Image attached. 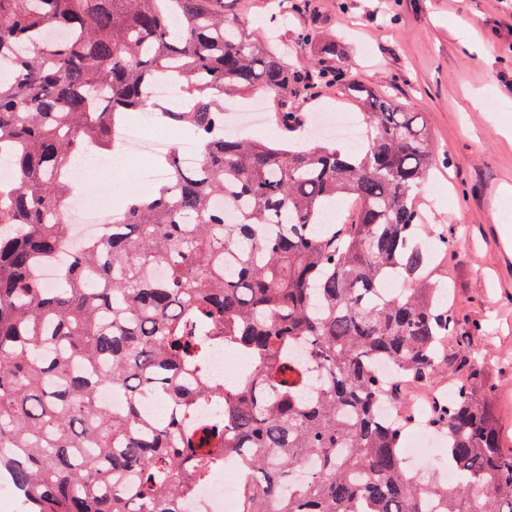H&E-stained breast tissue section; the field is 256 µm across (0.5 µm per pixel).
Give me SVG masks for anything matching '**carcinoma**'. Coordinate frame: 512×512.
I'll use <instances>...</instances> for the list:
<instances>
[{
    "label": "carcinoma",
    "instance_id": "1",
    "mask_svg": "<svg viewBox=\"0 0 512 512\" xmlns=\"http://www.w3.org/2000/svg\"><path fill=\"white\" fill-rule=\"evenodd\" d=\"M51 26L66 36L44 40ZM3 57L0 475L24 512H184L230 456L246 473L242 512H512V451L467 338L465 373L430 414L448 438L437 472H408L403 425L377 414L381 400L405 406L377 362L433 385L457 336L416 242V192L436 164L420 113L342 68L295 72L224 16V0H0ZM162 76L184 95L160 111L150 90ZM328 81L363 108L365 145L224 138V96L285 101ZM128 112L186 132L199 163L171 149L160 195L126 197L47 287L34 271L68 243V161L114 149ZM350 198L354 222L314 228ZM215 342L255 363L234 389L206 374ZM102 387L121 410L97 402ZM152 397L165 416L145 412Z\"/></svg>",
    "mask_w": 512,
    "mask_h": 512
}]
</instances>
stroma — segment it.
Here are the masks:
<instances>
[{"mask_svg": "<svg viewBox=\"0 0 512 512\" xmlns=\"http://www.w3.org/2000/svg\"><path fill=\"white\" fill-rule=\"evenodd\" d=\"M307 0L281 30L295 70L322 61V38L335 37L338 67L422 113L439 166L423 187L421 209L430 234H455L461 246L438 252L427 269L448 285L458 332L498 386L505 448H512V223L500 194L512 187V0ZM314 38L299 44L298 34ZM286 107L312 116L361 110L344 85L322 86L314 98ZM484 332L474 335V325Z\"/></svg>", "mask_w": 512, "mask_h": 512, "instance_id": "stroma-1", "label": "stroma"}]
</instances>
